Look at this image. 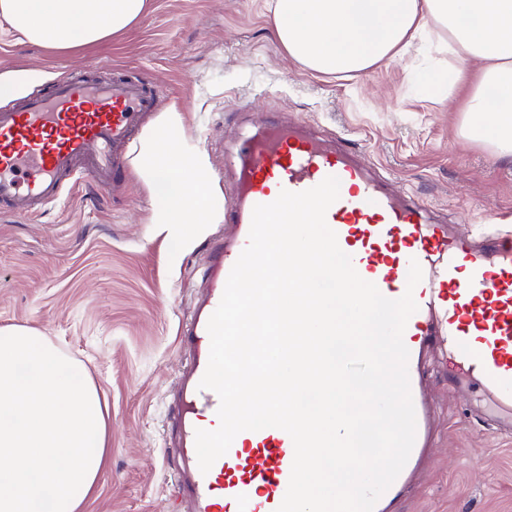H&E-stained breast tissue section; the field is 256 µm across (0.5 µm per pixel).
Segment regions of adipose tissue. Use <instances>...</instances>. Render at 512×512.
<instances>
[{
  "label": "adipose tissue",
  "instance_id": "obj_1",
  "mask_svg": "<svg viewBox=\"0 0 512 512\" xmlns=\"http://www.w3.org/2000/svg\"><path fill=\"white\" fill-rule=\"evenodd\" d=\"M274 33L288 56L319 73L399 60L429 24L476 60L484 86L469 105L473 137L512 155V0H273ZM146 0H0V17L27 42L68 50L121 33ZM147 183L172 191L151 218L180 227L218 223L208 163L184 146L179 109L150 127L137 160ZM110 423L96 384L41 332L0 327V512H84L108 463Z\"/></svg>",
  "mask_w": 512,
  "mask_h": 512
}]
</instances>
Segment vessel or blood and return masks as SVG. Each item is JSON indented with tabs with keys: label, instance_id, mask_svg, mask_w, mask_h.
Here are the masks:
<instances>
[{
	"label": "vessel or blood",
	"instance_id": "1",
	"mask_svg": "<svg viewBox=\"0 0 512 512\" xmlns=\"http://www.w3.org/2000/svg\"><path fill=\"white\" fill-rule=\"evenodd\" d=\"M157 90L122 76L108 80L67 78L52 90L0 110V205L29 211L55 203L65 181L91 174L108 188L122 152ZM95 154H88V145ZM238 177L224 206L231 239L208 244L205 292L181 330L191 360L181 376L171 446L180 473L172 495L186 512H276L288 489L294 444L279 428L240 432L228 452L201 472L195 432L218 424V395L200 388L210 350L207 323L222 298L229 273L249 241L255 205L276 200L281 190L302 192L326 177L339 180V198L326 222L358 274L387 298L412 291L418 305L403 341L417 361L429 341L447 343L456 366L485 393L495 395L499 422L512 426V238L476 246L449 237L429 223L415 202L388 193L350 153L309 136L296 125L239 144ZM423 278L408 289L411 261Z\"/></svg>",
	"mask_w": 512,
	"mask_h": 512
}]
</instances>
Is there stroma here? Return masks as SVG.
<instances>
[{
    "label": "stroma",
    "instance_id": "stroma-1",
    "mask_svg": "<svg viewBox=\"0 0 512 512\" xmlns=\"http://www.w3.org/2000/svg\"><path fill=\"white\" fill-rule=\"evenodd\" d=\"M465 80L429 88L430 71ZM176 105L191 150L208 159L209 187L225 197V159L259 120L288 118L360 155L396 194L473 242L512 234V157L467 136L464 104L477 84L471 59L431 27L402 59L326 75L290 59L267 0H149L126 31L94 46L48 50L0 20V73L13 101L62 78L114 72ZM146 113L111 190L82 178L33 214L0 212V326L39 329L84 366L106 401L109 463L86 512H172L169 413L188 359L179 344L200 292V257L215 224L178 239L150 223L163 201L135 170ZM444 347L419 366L433 428L427 453L388 512H512V428L483 412L491 397L452 382Z\"/></svg>",
    "mask_w": 512,
    "mask_h": 512
}]
</instances>
